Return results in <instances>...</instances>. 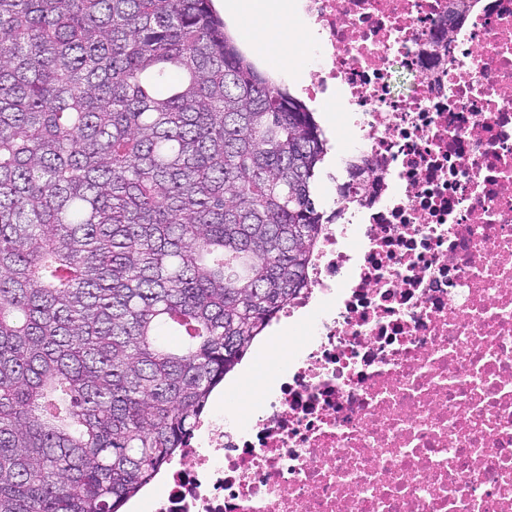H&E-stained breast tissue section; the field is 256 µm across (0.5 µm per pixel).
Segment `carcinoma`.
Wrapping results in <instances>:
<instances>
[{"mask_svg":"<svg viewBox=\"0 0 512 512\" xmlns=\"http://www.w3.org/2000/svg\"><path fill=\"white\" fill-rule=\"evenodd\" d=\"M328 140L212 0H0V512H118L308 286Z\"/></svg>","mask_w":512,"mask_h":512,"instance_id":"cac0c4a2","label":"carcinoma"}]
</instances>
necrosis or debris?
<instances>
[{
  "label": "necrosis or debris",
  "mask_w": 512,
  "mask_h": 512,
  "mask_svg": "<svg viewBox=\"0 0 512 512\" xmlns=\"http://www.w3.org/2000/svg\"><path fill=\"white\" fill-rule=\"evenodd\" d=\"M275 0L362 169L149 512H512V0ZM417 75L407 96L392 68Z\"/></svg>",
  "instance_id": "4bbe7bcc"
}]
</instances>
